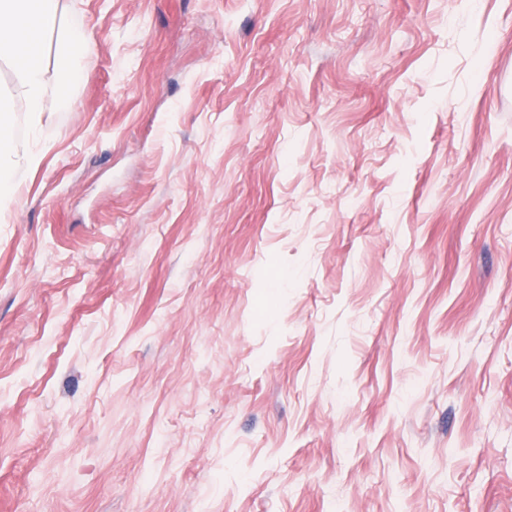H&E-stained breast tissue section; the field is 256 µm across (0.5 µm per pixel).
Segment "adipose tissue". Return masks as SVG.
I'll return each instance as SVG.
<instances>
[{
	"instance_id": "1",
	"label": "adipose tissue",
	"mask_w": 512,
	"mask_h": 512,
	"mask_svg": "<svg viewBox=\"0 0 512 512\" xmlns=\"http://www.w3.org/2000/svg\"><path fill=\"white\" fill-rule=\"evenodd\" d=\"M58 37V47L75 57L87 41L63 26L60 0H0V63L13 66L15 82L9 94H0V203L13 199V181L19 170L37 166L38 153L20 149L7 135L14 101H23L30 125H38L48 99L61 96L46 77L42 61L47 35Z\"/></svg>"
}]
</instances>
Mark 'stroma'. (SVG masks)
<instances>
[{
    "mask_svg": "<svg viewBox=\"0 0 512 512\" xmlns=\"http://www.w3.org/2000/svg\"><path fill=\"white\" fill-rule=\"evenodd\" d=\"M61 13L0 512H512V0Z\"/></svg>",
    "mask_w": 512,
    "mask_h": 512,
    "instance_id": "35a3bbf8",
    "label": "stroma"
}]
</instances>
